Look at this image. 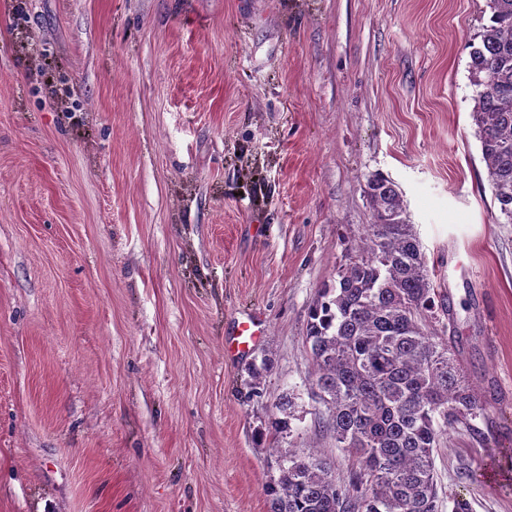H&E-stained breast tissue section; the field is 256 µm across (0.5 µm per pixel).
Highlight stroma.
Here are the masks:
<instances>
[{
    "label": "stroma",
    "instance_id": "35a3bbf8",
    "mask_svg": "<svg viewBox=\"0 0 512 512\" xmlns=\"http://www.w3.org/2000/svg\"><path fill=\"white\" fill-rule=\"evenodd\" d=\"M486 0H0V512H268L321 433L309 309L401 191L481 436L446 495L512 512V224L471 112ZM265 331L227 357L236 319ZM262 367L260 378L252 370ZM293 407V401L290 396L287 394L282 395L278 402L275 404V408L283 415V417H277L271 419L270 422H268V434L271 436L272 439L276 440L282 435L283 433H287L289 430V421L288 418H290Z\"/></svg>",
    "mask_w": 512,
    "mask_h": 512
}]
</instances>
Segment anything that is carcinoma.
<instances>
[{"mask_svg":"<svg viewBox=\"0 0 512 512\" xmlns=\"http://www.w3.org/2000/svg\"><path fill=\"white\" fill-rule=\"evenodd\" d=\"M487 7L470 42L471 117L494 202L512 224V0ZM366 195L373 223L319 290L306 327L314 395L328 409L321 428L352 467L340 479L331 456L272 449L269 512H442L434 450L448 430L489 418L491 400L469 383L455 341L430 329L454 313L437 299L402 193L373 174ZM292 407L286 394L275 404L272 439L289 430Z\"/></svg>","mask_w":512,"mask_h":512,"instance_id":"1","label":"carcinoma"}]
</instances>
